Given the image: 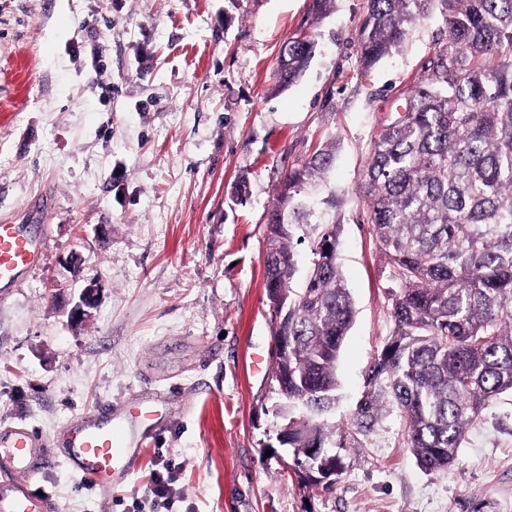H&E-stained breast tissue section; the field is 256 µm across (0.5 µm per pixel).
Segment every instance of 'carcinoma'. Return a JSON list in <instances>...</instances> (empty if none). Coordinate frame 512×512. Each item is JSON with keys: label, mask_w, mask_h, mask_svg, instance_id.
Here are the masks:
<instances>
[{"label": "carcinoma", "mask_w": 512, "mask_h": 512, "mask_svg": "<svg viewBox=\"0 0 512 512\" xmlns=\"http://www.w3.org/2000/svg\"><path fill=\"white\" fill-rule=\"evenodd\" d=\"M357 49L367 71L399 50L412 26L438 15L446 30L422 78L374 144L362 194L366 223L398 284L394 333L368 373L403 414L420 464L452 465L471 425L512 393V0H367ZM316 50L313 36L288 42L277 61V88L298 80ZM332 159L321 150L284 181L268 212L265 287L288 301V336L271 381L282 390L288 446L303 454L336 446L325 422L338 388L336 365L354 302L325 245L324 224L300 288L292 226L304 223L302 187ZM381 409L369 393L354 427L368 429Z\"/></svg>", "instance_id": "carcinoma-1"}]
</instances>
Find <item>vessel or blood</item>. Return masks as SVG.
Instances as JSON below:
<instances>
[{
	"mask_svg": "<svg viewBox=\"0 0 512 512\" xmlns=\"http://www.w3.org/2000/svg\"><path fill=\"white\" fill-rule=\"evenodd\" d=\"M44 257V244L25 224L0 220V288L14 286ZM170 397L135 394L82 415L70 428L64 448L37 447L25 426L0 428V512H57L55 500L39 494L40 474L63 462L100 488L120 485L135 469L148 434L169 409Z\"/></svg>",
	"mask_w": 512,
	"mask_h": 512,
	"instance_id": "obj_1",
	"label": "vessel or blood"
}]
</instances>
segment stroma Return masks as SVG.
Instances as JSON below:
<instances>
[{
  "label": "stroma",
  "mask_w": 512,
  "mask_h": 512,
  "mask_svg": "<svg viewBox=\"0 0 512 512\" xmlns=\"http://www.w3.org/2000/svg\"><path fill=\"white\" fill-rule=\"evenodd\" d=\"M366 11L367 0H330L322 15L312 0H0V219L40 224L45 247L0 299V425L59 441L82 412L144 384L188 398L122 486L45 471L37 485L60 512H133L136 500L152 512L163 461L175 466L169 512H512L511 396L443 472L418 466L395 407L354 434L395 293L360 192L375 141L444 31L435 18L416 24L364 73ZM303 34L316 54L276 90L277 57ZM327 145L333 160L304 193L312 216L293 248L307 265L318 225L338 224L336 262L355 301L328 419L347 439L331 486L281 461L271 376L252 367L275 356L266 215ZM92 280L98 303L74 321Z\"/></svg>",
  "instance_id": "stroma-1"
}]
</instances>
